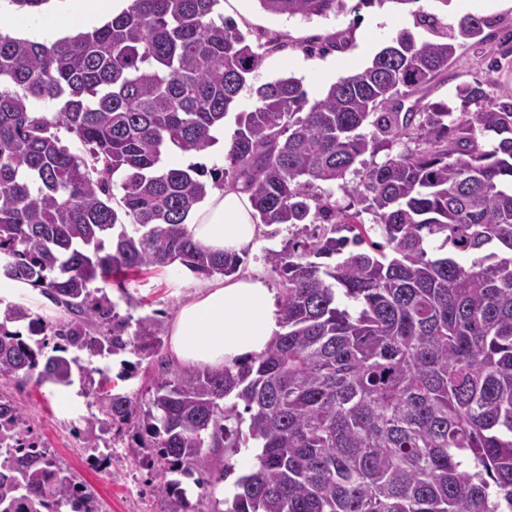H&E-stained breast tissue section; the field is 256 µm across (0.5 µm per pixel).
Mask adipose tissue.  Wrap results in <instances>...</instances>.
I'll list each match as a JSON object with an SVG mask.
<instances>
[{
	"mask_svg": "<svg viewBox=\"0 0 512 512\" xmlns=\"http://www.w3.org/2000/svg\"><path fill=\"white\" fill-rule=\"evenodd\" d=\"M193 239L211 252L239 253L257 243V226L246 193L215 189L187 220ZM279 307L257 277L217 276L178 310L170 327V349L185 366L214 370L262 353L280 332Z\"/></svg>",
	"mask_w": 512,
	"mask_h": 512,
	"instance_id": "ef3b65f1",
	"label": "adipose tissue"
}]
</instances>
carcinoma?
<instances>
[{
	"instance_id": "carcinoma-1",
	"label": "carcinoma",
	"mask_w": 512,
	"mask_h": 512,
	"mask_svg": "<svg viewBox=\"0 0 512 512\" xmlns=\"http://www.w3.org/2000/svg\"><path fill=\"white\" fill-rule=\"evenodd\" d=\"M217 2L133 0L51 44L0 34V78L20 88L0 89V274L66 314L48 324L5 304L0 378L69 385L87 363L104 391L94 424L152 449L166 512H189L182 478L206 497L234 470L227 452L249 447L224 512H512V100L487 106L481 86L463 85L458 112L423 97L404 106L458 45L483 48L491 20L449 26L418 7L432 39L401 32L321 98L294 77L258 87V105L236 117L229 167L162 168L171 148L211 147L265 55L284 47L215 20ZM258 2L303 19L347 8ZM60 128L83 152L61 145ZM211 185L249 194L266 226L316 232L266 250L281 325L266 350L182 370L163 353L160 320L131 324L94 283L121 290V274L171 266L235 274L242 256L203 249L186 227ZM25 320L27 337L7 327ZM125 354L137 360H121L122 380L149 363L144 403L104 390L110 368L94 366ZM27 431L24 409L0 396V437ZM83 489L46 448H0V512H98Z\"/></svg>"
}]
</instances>
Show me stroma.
<instances>
[{
	"label": "stroma",
	"instance_id": "stroma-1",
	"mask_svg": "<svg viewBox=\"0 0 512 512\" xmlns=\"http://www.w3.org/2000/svg\"><path fill=\"white\" fill-rule=\"evenodd\" d=\"M423 10L447 16L449 23L468 14L493 20L490 32L500 38L512 31V0H422ZM231 17L251 39L280 35L284 49L264 57L260 67L249 80L224 120L225 139H232L236 115L253 110L257 99L255 90L263 83L292 76L301 80L309 98L321 97L340 78L364 68L374 55L390 44L403 30L412 32L416 40H427L428 34L417 27L409 10L400 9L385 0L384 4L360 5L338 16L304 20L264 11L257 0H235ZM75 14L67 0H45L39 10L19 7L13 0H0V32L20 37L23 27L43 31L67 28L69 34L80 33ZM342 34L348 41L345 49L310 52L307 39L326 38ZM494 50L472 48L458 50L446 70L424 87L428 101L455 103L456 89L463 84L482 83L491 98L512 94V64L492 65ZM258 249L247 251L239 270L243 276L263 278L270 288L278 281L264 261L268 248L281 249L289 238L288 230L269 236L268 226H260ZM126 291L109 289L117 301L120 314L137 319L156 315L163 327H170L178 309L190 300L200 284L199 278L175 268L150 270L127 275ZM0 394L16 399L25 409L31 431L50 450L57 462L72 470L92 493L100 512H164L162 496L154 489L156 480L150 468L142 463L146 454L142 448H116L112 451V466L99 471L88 463L90 449L74 447L70 430L83 416L96 411L97 403L92 386L82 374H74L70 385L51 382H29L26 385L0 378Z\"/></svg>",
	"mask_w": 512,
	"mask_h": 512
}]
</instances>
